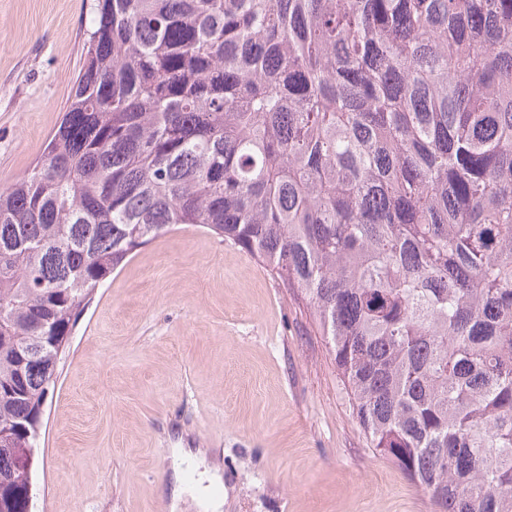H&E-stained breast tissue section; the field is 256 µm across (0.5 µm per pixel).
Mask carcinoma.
<instances>
[{"instance_id":"obj_1","label":"carcinoma","mask_w":512,"mask_h":512,"mask_svg":"<svg viewBox=\"0 0 512 512\" xmlns=\"http://www.w3.org/2000/svg\"><path fill=\"white\" fill-rule=\"evenodd\" d=\"M64 118L0 189V512L93 295L198 224L309 305L434 512H512V0H92Z\"/></svg>"}]
</instances>
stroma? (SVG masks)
Returning <instances> with one entry per match:
<instances>
[{"label": "stroma", "instance_id": "stroma-1", "mask_svg": "<svg viewBox=\"0 0 512 512\" xmlns=\"http://www.w3.org/2000/svg\"><path fill=\"white\" fill-rule=\"evenodd\" d=\"M91 0H0V187L26 175L82 65ZM33 512H170L178 449L223 512H432L371 448L304 302L232 242L180 224L83 312L42 417Z\"/></svg>", "mask_w": 512, "mask_h": 512}]
</instances>
